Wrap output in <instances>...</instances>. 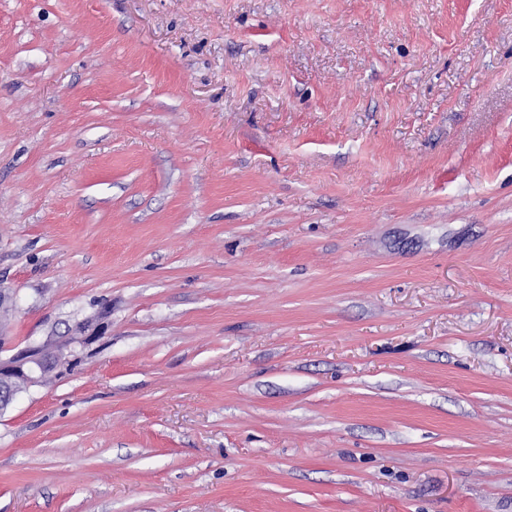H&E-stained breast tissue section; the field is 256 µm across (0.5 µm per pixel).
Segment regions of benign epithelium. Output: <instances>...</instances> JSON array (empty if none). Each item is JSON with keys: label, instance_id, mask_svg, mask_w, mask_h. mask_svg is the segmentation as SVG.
I'll return each mask as SVG.
<instances>
[{"label": "benign epithelium", "instance_id": "benign-epithelium-1", "mask_svg": "<svg viewBox=\"0 0 512 512\" xmlns=\"http://www.w3.org/2000/svg\"><path fill=\"white\" fill-rule=\"evenodd\" d=\"M105 311L85 320L79 334L49 335L25 345L0 336V415L16 398L15 384L22 382L26 389L43 385L47 374L59 377L71 372L81 363L85 351L108 335L111 322Z\"/></svg>", "mask_w": 512, "mask_h": 512}]
</instances>
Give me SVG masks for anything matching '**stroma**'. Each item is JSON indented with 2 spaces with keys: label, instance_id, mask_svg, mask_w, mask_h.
<instances>
[{
  "label": "stroma",
  "instance_id": "1",
  "mask_svg": "<svg viewBox=\"0 0 512 512\" xmlns=\"http://www.w3.org/2000/svg\"><path fill=\"white\" fill-rule=\"evenodd\" d=\"M0 512H512V0H0ZM110 314L101 311L85 320L79 334H55L29 341L23 347L8 336H0V415L16 398L15 384L23 382L26 391L43 385L45 376L60 378L81 363L85 351L109 333ZM5 352H13L3 357Z\"/></svg>",
  "mask_w": 512,
  "mask_h": 512
}]
</instances>
